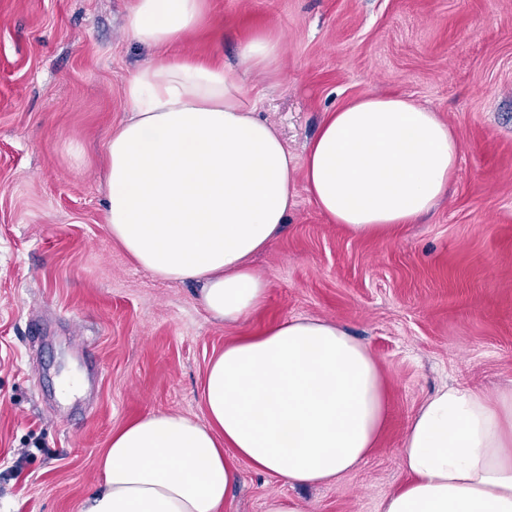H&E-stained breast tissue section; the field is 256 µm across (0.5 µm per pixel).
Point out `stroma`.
I'll return each mask as SVG.
<instances>
[{"label": "stroma", "instance_id": "obj_1", "mask_svg": "<svg viewBox=\"0 0 512 512\" xmlns=\"http://www.w3.org/2000/svg\"><path fill=\"white\" fill-rule=\"evenodd\" d=\"M134 0H0V512H81L113 432L150 412L204 420L225 345L300 315L343 325L382 369L387 419L333 485L291 489L240 463L223 512H377L406 479L399 452L444 384H512V0H208L181 51L238 61L273 33L259 115L303 157L327 111L366 92L433 109L461 150L435 212L378 240L329 223L307 193L253 256L265 306L213 320L196 284L140 268L112 238L103 149L128 115L124 79L154 51Z\"/></svg>", "mask_w": 512, "mask_h": 512}]
</instances>
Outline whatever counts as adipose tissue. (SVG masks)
<instances>
[{
    "label": "adipose tissue",
    "mask_w": 512,
    "mask_h": 512,
    "mask_svg": "<svg viewBox=\"0 0 512 512\" xmlns=\"http://www.w3.org/2000/svg\"><path fill=\"white\" fill-rule=\"evenodd\" d=\"M205 12L206 0H136L129 12V36L156 54L125 81L131 115L105 144L106 209L137 265L200 283L204 309L234 323L263 306L268 283L249 260L283 233L300 192L351 234L382 236L447 197L460 146L437 112L367 93L329 112L295 160L248 89L280 74L277 38L242 44L236 69L169 54ZM201 398L205 421L150 413L116 431L81 512H220L241 462L291 486L335 483L385 422L372 351L319 317L226 345ZM400 455L406 480L378 512H512V386L438 389Z\"/></svg>",
    "instance_id": "ef3b65f1"
}]
</instances>
